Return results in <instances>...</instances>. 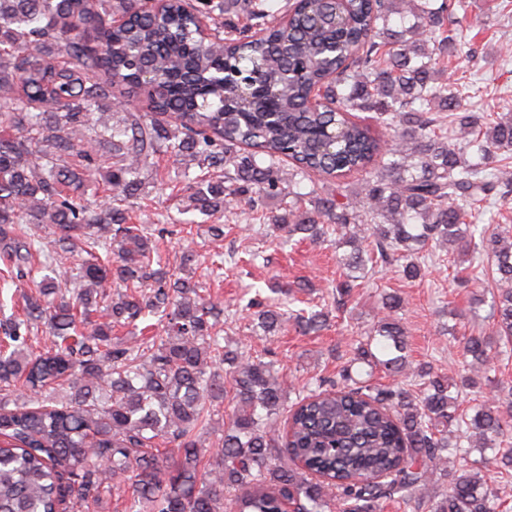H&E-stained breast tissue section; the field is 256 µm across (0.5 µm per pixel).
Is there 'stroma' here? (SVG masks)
Instances as JSON below:
<instances>
[{"mask_svg": "<svg viewBox=\"0 0 512 512\" xmlns=\"http://www.w3.org/2000/svg\"><path fill=\"white\" fill-rule=\"evenodd\" d=\"M474 15L472 31L478 47L475 58L449 57L445 75L464 78L476 87V94L464 101L468 111L485 112L497 99L512 103V57L504 56L502 44H512V0H470ZM162 174L170 183L158 187L146 183L134 201L136 221L155 239L171 271H179L185 236H192L198 262L192 271L194 281L208 300L220 304L224 343L245 355L272 362L275 371L293 384L294 390L315 378L339 380L345 365L354 373H370L371 384L400 385L418 392L416 380L368 372L366 365L353 364L352 358L365 332L381 313L382 291L396 292L402 299L399 311L406 331L407 356L412 364L433 363L449 379L457 381L467 369L453 339L466 334L490 333L489 304L470 309L475 287L474 271L467 258L449 260L447 252L435 251L423 262V275L405 279L399 262L376 267L345 301H338L335 287L346 276L339 260L346 248L337 237L321 244L272 233L256 220L245 203L232 201L210 223L194 225L185 232L181 212L188 200L178 191L184 173L198 175V168L184 170L174 156L158 159ZM224 227V236H209V224ZM294 291V309L322 308L330 313L329 327L317 335H301L286 325L270 336L256 327L250 298L270 297L272 289Z\"/></svg>", "mask_w": 512, "mask_h": 512, "instance_id": "1", "label": "stroma"}]
</instances>
